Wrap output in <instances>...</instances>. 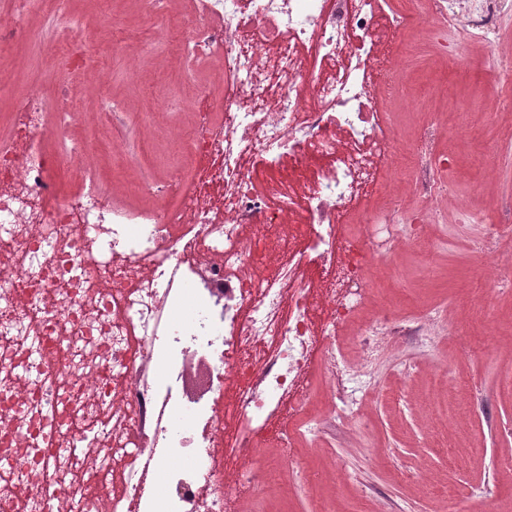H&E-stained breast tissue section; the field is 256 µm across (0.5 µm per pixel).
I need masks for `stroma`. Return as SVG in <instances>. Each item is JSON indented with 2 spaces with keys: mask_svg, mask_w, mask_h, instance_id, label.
Listing matches in <instances>:
<instances>
[{
  "mask_svg": "<svg viewBox=\"0 0 512 512\" xmlns=\"http://www.w3.org/2000/svg\"><path fill=\"white\" fill-rule=\"evenodd\" d=\"M435 48L422 47L415 79L421 89L437 86L441 102L471 92L492 94L494 82L484 68L482 49L465 60L448 58L441 70L430 66ZM91 53L117 71L105 90L152 110L159 101L151 89L154 73L178 65L150 56L141 78L121 74L117 35L105 31ZM464 181L478 188V207L496 211L512 200V168L487 174L463 165ZM479 224L446 220L429 225L423 237L429 259L392 249L386 234L376 243L388 253L386 270H365L367 280L384 278L395 298L416 292L429 310L427 319L406 331L374 330L366 339L373 356L360 376L342 368L336 390V414L314 418L308 445L282 478L292 490L279 499L276 490L240 492L231 512H321V498L343 489L337 512H448L449 508H512V389L502 385L512 372V285L498 297L473 276L471 240L483 237ZM427 475V489L411 475Z\"/></svg>",
  "mask_w": 512,
  "mask_h": 512,
  "instance_id": "35a3bbf8",
  "label": "stroma"
}]
</instances>
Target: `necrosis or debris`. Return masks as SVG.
I'll list each match as a JSON object with an SVG mask.
<instances>
[{"instance_id": "necrosis-or-debris-1", "label": "necrosis or debris", "mask_w": 512, "mask_h": 512, "mask_svg": "<svg viewBox=\"0 0 512 512\" xmlns=\"http://www.w3.org/2000/svg\"><path fill=\"white\" fill-rule=\"evenodd\" d=\"M141 0V19L180 27L183 74L195 96L170 92L168 112L194 116L190 136L172 127L183 158L166 181L130 184L152 199L143 215L114 211L96 174L101 151L137 165L100 128L73 131L91 64L84 50L102 25L76 0H9L0 52L26 42L29 21L50 23L61 104L46 124L40 82L10 102V144L0 148V512H225L240 489L261 491L258 448L292 447L312 415L308 376L332 349L337 325L356 320L381 264L370 244L379 215L436 224L457 188L458 159L437 149L466 137L473 101H453L448 128L403 75L416 43L455 27L454 56L479 45L496 78L492 108L512 112V50L499 24L512 0ZM261 156L270 173L255 185ZM78 189L58 190L60 168ZM345 212L358 231L339 234ZM288 248L270 262L272 235ZM512 216L486 226L481 276L512 277ZM195 311L171 315L184 295ZM294 421H277L280 408ZM247 419V432L230 424ZM163 471L164 495L151 477Z\"/></svg>"}]
</instances>
